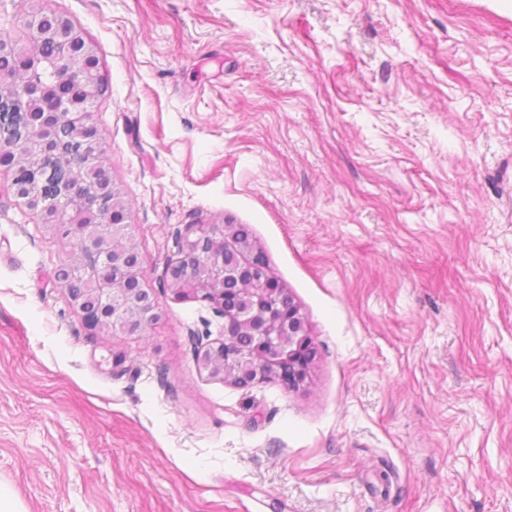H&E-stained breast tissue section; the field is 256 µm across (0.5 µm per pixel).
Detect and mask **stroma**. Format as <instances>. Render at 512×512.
<instances>
[{
  "mask_svg": "<svg viewBox=\"0 0 512 512\" xmlns=\"http://www.w3.org/2000/svg\"><path fill=\"white\" fill-rule=\"evenodd\" d=\"M69 20L162 317L115 340L0 167V483L25 512H512V0H0ZM236 224L305 317L303 386L200 373L163 288Z\"/></svg>",
  "mask_w": 512,
  "mask_h": 512,
  "instance_id": "stroma-1",
  "label": "stroma"
}]
</instances>
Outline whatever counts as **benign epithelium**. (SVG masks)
<instances>
[{"label": "benign epithelium", "instance_id": "1", "mask_svg": "<svg viewBox=\"0 0 512 512\" xmlns=\"http://www.w3.org/2000/svg\"><path fill=\"white\" fill-rule=\"evenodd\" d=\"M48 16H27L29 47L47 39L58 45L61 60L75 67L69 76L75 77L92 64V55L81 37L68 25L48 24ZM97 89L88 91L85 104L79 108L70 101L53 98L47 102L42 95L36 105L47 112L71 121L77 127L84 144L100 149L101 134L91 118ZM16 195L25 200L29 209L40 214L45 223L55 225L57 234L79 248L76 270L92 279L88 294L71 298L89 329L109 328L115 337L137 334L159 320L160 313L150 294L139 289L140 295H130L128 283L141 280L143 269L127 263L125 245L132 239L131 225L126 223L119 192L114 185L99 177L94 182L64 181L52 195L39 190L37 181L20 179L12 173ZM86 196L87 224L73 223L69 208L71 199ZM112 214V223L100 224L103 212ZM247 239L235 224H189L181 235L177 258L166 269L163 287L177 300H202L224 316V338L194 344L193 359L201 373L218 380H229L239 386L280 380L295 389L308 377V365L314 354L308 324L293 301H284L285 293L267 273L264 263L243 248ZM212 242L201 271L206 286L182 289L177 283L195 272L197 258L205 241ZM249 330L255 336L252 351H240L233 336Z\"/></svg>", "mask_w": 512, "mask_h": 512}]
</instances>
